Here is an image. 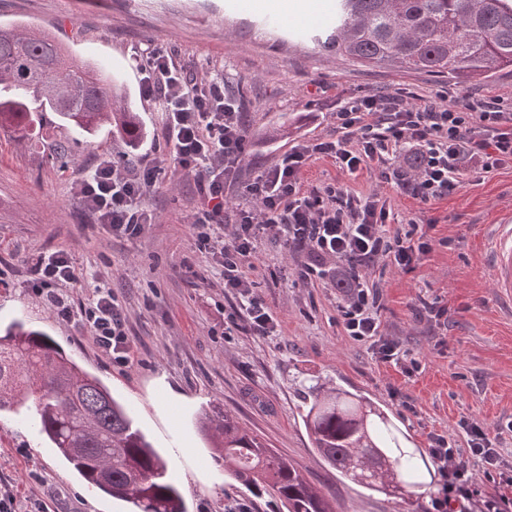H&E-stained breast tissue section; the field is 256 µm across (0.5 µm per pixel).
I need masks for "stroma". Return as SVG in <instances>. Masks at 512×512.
<instances>
[{"label": "stroma", "mask_w": 512, "mask_h": 512, "mask_svg": "<svg viewBox=\"0 0 512 512\" xmlns=\"http://www.w3.org/2000/svg\"><path fill=\"white\" fill-rule=\"evenodd\" d=\"M333 0H0V25L50 34L77 60L102 67L127 93L143 138L130 144L110 128L86 134L46 113L39 136L0 130V322L14 319L45 329L86 371L127 405L135 425L167 462L187 512H281L270 493L251 492L225 469L199 432L205 405L220 407L269 447L288 457L325 492L337 512H433L434 489L412 504L342 477L313 447L301 416V382L317 378L360 394L427 448L429 432L457 435L461 418L496 434L512 462V322L500 319L479 266V227L512 211V168L464 185L424 205L381 184L375 173L348 174L320 157L301 175L305 191L344 184L352 193L389 197L400 220L426 226L432 250L409 273L380 263L370 272L383 294L381 319L389 336L419 369L376 363L367 346L346 335L332 277L298 284L303 252L262 240L253 259L254 291L280 323L275 336L253 333L210 254L193 229L200 206L196 176L175 161L166 116L141 98L139 67L147 48L171 51L193 76H223L243 104L247 158L234 202L258 168L271 165L302 139L336 132L344 101L397 88L427 98L455 83L396 66L366 67L336 57L314 41ZM70 154L68 166L52 156ZM159 169L146 204L152 224L134 239L97 224L71 192L101 158ZM65 250L80 272L63 290L74 301L107 285L116 294L134 342L127 364L112 363L89 332L57 318L31 292L39 254ZM444 309L447 325L417 318L420 302ZM46 476L55 512H129V504L94 490L25 419L0 416V474L19 496L32 490L29 472Z\"/></svg>", "instance_id": "stroma-1"}]
</instances>
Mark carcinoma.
<instances>
[{"label": "carcinoma", "mask_w": 512, "mask_h": 512, "mask_svg": "<svg viewBox=\"0 0 512 512\" xmlns=\"http://www.w3.org/2000/svg\"><path fill=\"white\" fill-rule=\"evenodd\" d=\"M323 48L362 65H398L450 81L512 67V0H336ZM65 48L25 26L0 27V128L28 131L44 112L91 134L108 126L135 142L127 96L101 69L66 62ZM33 416L53 448L92 487L133 512H186L166 461L95 377L46 331L22 320L0 327V413ZM301 417L314 448L338 473L404 503L430 486L422 449L364 397L315 381ZM196 426L224 466L287 512H336L335 503L266 442L216 408Z\"/></svg>", "instance_id": "carcinoma-1"}]
</instances>
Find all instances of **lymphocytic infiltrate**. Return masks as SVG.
<instances>
[{"instance_id":"f902f5d3","label":"lymphocytic infiltrate","mask_w":512,"mask_h":512,"mask_svg":"<svg viewBox=\"0 0 512 512\" xmlns=\"http://www.w3.org/2000/svg\"><path fill=\"white\" fill-rule=\"evenodd\" d=\"M141 74L140 94L165 112L167 141L179 164L197 174L198 246L217 258L224 285L240 299L253 332L272 336L278 330L250 277L256 244L268 235L289 252L308 253L309 263L298 271L302 283L323 277L321 261L334 258L344 290L337 308L347 335L366 344L377 363L407 374L417 369L401 343L387 336L380 319L382 292L368 272L381 262L413 271L431 251L430 239L397 224L380 194L361 197L340 184L309 194L301 188V174L312 158L330 157L350 173L377 168L381 182L429 203L512 167V101L463 91L417 105L398 91L345 102L336 113L335 137L293 145L245 185L248 206L233 207L227 191L245 161L249 131L223 78L184 75L160 47L146 54ZM156 181L155 167L122 169L103 158L76 183L75 196L113 235L132 238L152 221L145 198ZM32 274V291L44 306L86 328L110 360L128 362L133 342L111 289L95 287L85 302L74 303L62 286L75 280V266L62 250L39 256ZM458 431L455 438L429 435L428 452L443 477L436 512H470L479 477H491L504 465L496 438L483 426L464 418Z\"/></svg>"}]
</instances>
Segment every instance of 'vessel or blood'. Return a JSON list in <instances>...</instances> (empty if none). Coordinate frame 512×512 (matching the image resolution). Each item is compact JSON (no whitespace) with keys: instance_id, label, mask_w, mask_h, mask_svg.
<instances>
[{"instance_id":"b4317fda","label":"vessel or blood","mask_w":512,"mask_h":512,"mask_svg":"<svg viewBox=\"0 0 512 512\" xmlns=\"http://www.w3.org/2000/svg\"><path fill=\"white\" fill-rule=\"evenodd\" d=\"M483 271L493 291L495 307L512 318V215L483 227Z\"/></svg>"}]
</instances>
